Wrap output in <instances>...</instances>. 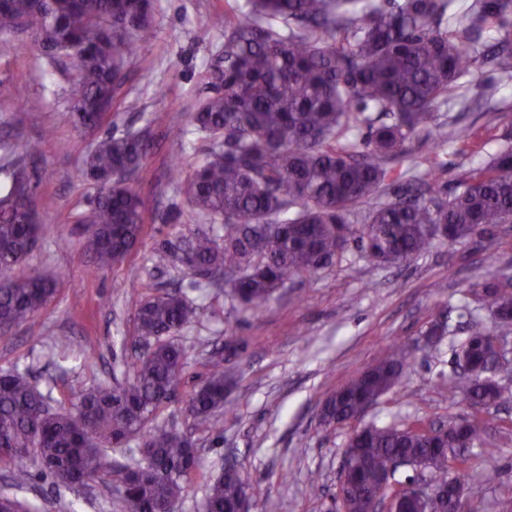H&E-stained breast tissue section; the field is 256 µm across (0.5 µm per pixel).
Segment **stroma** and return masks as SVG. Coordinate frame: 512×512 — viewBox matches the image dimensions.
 I'll return each instance as SVG.
<instances>
[{"label": "stroma", "instance_id": "1", "mask_svg": "<svg viewBox=\"0 0 512 512\" xmlns=\"http://www.w3.org/2000/svg\"><path fill=\"white\" fill-rule=\"evenodd\" d=\"M226 5L153 0L154 38L129 58L118 105L93 131L79 127L70 110L74 58L46 54L31 41L0 32V183L11 176L4 143L41 144L32 199L42 232L13 276L40 272L56 288L51 304L0 335V369L29 374L54 410L68 409L75 391L124 380L134 358L129 340L141 301L179 289L196 311L171 338L185 352L179 392L202 380L204 360L212 354L223 357L235 378V411L221 415L220 431L195 428L176 404L156 419L192 433L200 451V468L180 497L179 512H202L207 481L229 460L249 479L255 512H327L328 499L313 496L310 484L316 479L325 489L335 487L351 428L320 425L319 407L393 345L411 347L413 356L402 385L381 398L366 422L417 419L428 426L467 413L461 397H449L448 378L468 327L492 325L471 288L489 278L512 286V224L453 246L434 242L401 266L371 265L348 246L345 261L288 281L258 311L244 310L224 289L192 287L181 263L154 268L156 248L213 230L187 204L176 174L202 163L212 148L194 132L192 114L212 93L210 64L224 43L223 31L210 28L208 19ZM459 94V100L434 107L436 149L419 136L407 143L397 162L406 176L430 172L451 186L461 169L483 165L512 144V79L479 62ZM485 96L500 115L465 108L466 100ZM128 131L150 143L131 180L143 201L144 231L123 262L98 269L86 242L102 188L81 169L103 134ZM132 281L137 291L128 290ZM436 318L447 319L448 334L435 347H424L421 334ZM492 423L487 447L470 451L473 465L465 482L480 512H501V501L512 500V401L493 409ZM29 468V483L15 495L40 512H124L111 485L96 479L75 491L58 488L37 463Z\"/></svg>", "mask_w": 512, "mask_h": 512}]
</instances>
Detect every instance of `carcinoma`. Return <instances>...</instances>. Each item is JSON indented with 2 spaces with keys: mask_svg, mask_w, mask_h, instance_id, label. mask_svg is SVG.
Wrapping results in <instances>:
<instances>
[{
  "mask_svg": "<svg viewBox=\"0 0 512 512\" xmlns=\"http://www.w3.org/2000/svg\"><path fill=\"white\" fill-rule=\"evenodd\" d=\"M512 0H243L210 19L224 31L212 67L213 94L192 115L195 129L212 139L210 158L183 181L196 213L220 223L219 232L193 237L179 261L203 281L212 270L245 308L259 310L288 280L314 275L342 261L354 240L377 265H403L433 241L452 245L512 222V146L490 161L462 171L448 189L434 178L407 179L392 200L391 164L405 144L430 137L433 107L460 88L478 60L512 72V37L486 44L482 35L501 25ZM20 23L47 53L60 45L77 50L70 87L71 111L84 128L112 110L125 58L153 38L150 0H0V29ZM373 110L382 121L364 112ZM366 126L364 139L353 132ZM16 168L39 153V144L13 147ZM148 143L131 133L107 134L84 166L104 186L91 213L100 267L123 261L143 231L142 200L129 178L142 166ZM0 187V328L26 323L53 299L51 281H18L40 225ZM491 300L495 329L512 327V291L491 279L481 284ZM195 310L177 292L144 300L136 336L145 346L123 384H100L74 393L71 408L47 409L45 395L14 369L0 371V467L13 485L29 479L25 463L37 461L53 483L81 487L93 477L124 492L127 512H161L180 499L200 466L192 437L152 426L177 396L185 354L162 337L180 331ZM490 331L474 327L458 359L472 371L493 363ZM411 353L396 346L330 394L320 422L358 423L348 436L353 462L339 479L353 512H368L367 493L396 458L413 461L433 477L465 482L469 451L483 444L477 414L502 398L500 386L465 375L448 380V394L472 402L474 414L432 434L410 422L364 424L367 409L402 383ZM230 377L220 360L208 362L205 380L183 400L198 426L216 428V415L232 412ZM139 440L140 459L114 466L116 448ZM253 491L229 464L206 484L203 512H251ZM5 512H33L0 490ZM396 512H422V502L401 493Z\"/></svg>",
  "mask_w": 512,
  "mask_h": 512,
  "instance_id": "1",
  "label": "carcinoma"
}]
</instances>
